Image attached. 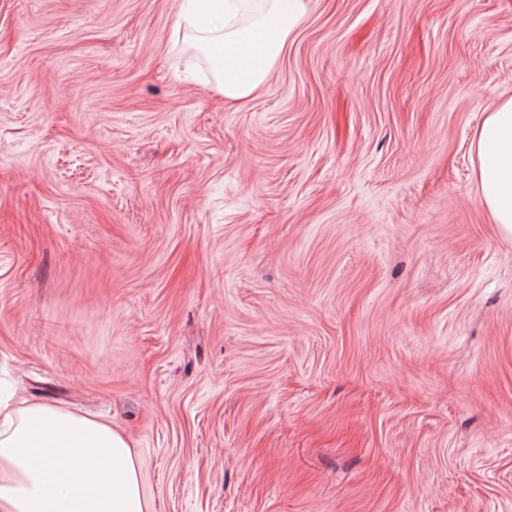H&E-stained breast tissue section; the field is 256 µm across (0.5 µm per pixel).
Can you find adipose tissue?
<instances>
[{"label":"adipose tissue","mask_w":512,"mask_h":512,"mask_svg":"<svg viewBox=\"0 0 512 512\" xmlns=\"http://www.w3.org/2000/svg\"><path fill=\"white\" fill-rule=\"evenodd\" d=\"M304 0H182L174 31L193 30L226 102L263 87L288 48ZM481 202L512 237V98L489 112L473 143ZM0 512H148L128 440L94 419L37 404L0 414Z\"/></svg>","instance_id":"obj_1"}]
</instances>
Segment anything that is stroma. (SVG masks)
<instances>
[{
	"label": "stroma",
	"instance_id": "35a3bbf8",
	"mask_svg": "<svg viewBox=\"0 0 512 512\" xmlns=\"http://www.w3.org/2000/svg\"><path fill=\"white\" fill-rule=\"evenodd\" d=\"M180 0H0V383L151 512H512V0H305L237 107ZM473 149L481 202L502 234L512 237V98L488 113Z\"/></svg>",
	"mask_w": 512,
	"mask_h": 512
}]
</instances>
